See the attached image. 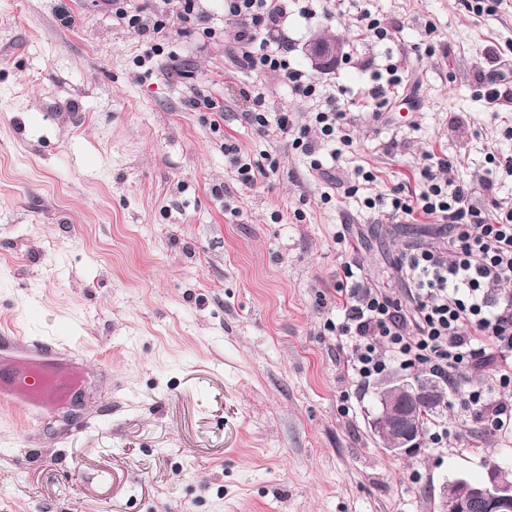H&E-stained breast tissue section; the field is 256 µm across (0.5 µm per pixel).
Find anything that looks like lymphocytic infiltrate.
<instances>
[{
    "label": "lymphocytic infiltrate",
    "mask_w": 512,
    "mask_h": 512,
    "mask_svg": "<svg viewBox=\"0 0 512 512\" xmlns=\"http://www.w3.org/2000/svg\"><path fill=\"white\" fill-rule=\"evenodd\" d=\"M288 0H224V12L237 21L233 42L242 65L275 74L295 96L318 100L311 127L297 125L287 112L271 109L264 92L243 90L252 108L246 120L259 134L301 151L312 171L322 172L316 157L321 144H333V157L353 144L352 111L383 105L402 78L390 75L364 95L355 97L341 86L327 89L308 72L291 67L287 44L270 47L262 38L277 28ZM112 12L128 28L142 35L193 23L204 38L198 0H183L180 12L168 14L155 6L131 11L125 0H112ZM447 156L426 155L414 188L397 183L389 195L365 201L366 208L388 203L393 217L421 215L448 229V247L416 249L403 255L398 271L407 285L398 299L390 289L365 285L352 260L347 229L335 235L336 251L351 288H337L342 316L330 324L339 346L347 350L345 372L356 381L383 373L391 365L419 366L440 380L479 369L485 378L473 386L464 403L468 417L481 420L490 432L512 428V404L500 395L512 388V210L487 214L472 203L470 184L453 182L446 173Z\"/></svg>",
    "instance_id": "f902f5d3"
}]
</instances>
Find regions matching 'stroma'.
<instances>
[{"label":"stroma","mask_w":512,"mask_h":512,"mask_svg":"<svg viewBox=\"0 0 512 512\" xmlns=\"http://www.w3.org/2000/svg\"><path fill=\"white\" fill-rule=\"evenodd\" d=\"M363 2L385 40L359 41L354 8L332 0L312 17L289 6L265 35L304 69L307 39L338 35L325 83L367 88L392 66L403 78L383 108L355 112L340 160L322 147L337 178L376 176L325 203L308 158L243 119L253 85L302 125L315 105L238 65L224 0H202L213 44L173 29L149 59L155 41L118 24L112 0H0V330L80 346L95 372L27 453L21 411L0 409V512H442L449 481L512 474V430L459 418L482 372L444 386L447 446L425 438L397 458L371 431L375 381L352 384L325 328L340 317V225L365 283L400 296L405 249L445 246L432 219L363 205L417 176L426 152L448 154L477 207L488 181L512 207V175L485 158L491 142L512 156V107L481 97L495 70L512 89V0L480 17L461 0ZM197 92L223 102L219 126L189 106ZM228 142L268 152L276 171L243 186ZM98 404L106 414L69 434Z\"/></svg>","instance_id":"1"}]
</instances>
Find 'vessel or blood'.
I'll return each mask as SVG.
<instances>
[{"label":"vessel or blood","mask_w":512,"mask_h":512,"mask_svg":"<svg viewBox=\"0 0 512 512\" xmlns=\"http://www.w3.org/2000/svg\"><path fill=\"white\" fill-rule=\"evenodd\" d=\"M16 342V337L0 336V351L17 347ZM17 349V363L0 364V404L37 407V414L27 418L20 444L25 451L31 447L49 411L83 387L85 368L77 349L55 341L37 340Z\"/></svg>","instance_id":"obj_1"}]
</instances>
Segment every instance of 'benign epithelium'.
I'll return each mask as SVG.
<instances>
[{
  "label": "benign epithelium",
  "mask_w": 512,
  "mask_h": 512,
  "mask_svg": "<svg viewBox=\"0 0 512 512\" xmlns=\"http://www.w3.org/2000/svg\"><path fill=\"white\" fill-rule=\"evenodd\" d=\"M305 56L317 70L333 66L340 54V45L334 38L311 37L303 48ZM431 393L430 388L413 386L406 378L388 380L378 390L380 411L375 421L379 438L388 440L387 450L395 456L411 457L420 451L421 437L415 418L420 405ZM464 487L462 494L454 495L455 512H506L512 507V480L498 468L489 472L488 480L471 483L464 479L454 481Z\"/></svg>",
  "instance_id": "1"
}]
</instances>
